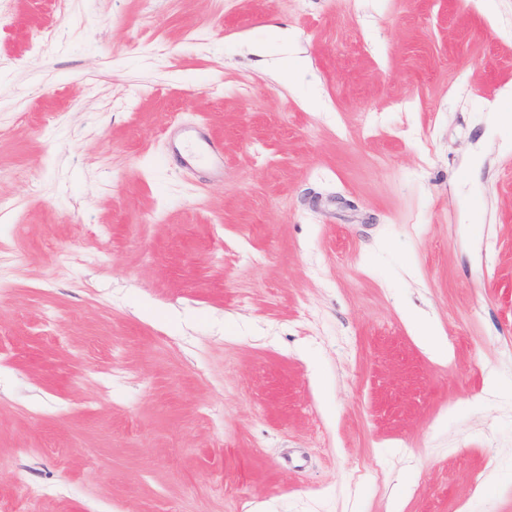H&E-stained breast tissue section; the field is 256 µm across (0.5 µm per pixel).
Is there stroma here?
Listing matches in <instances>:
<instances>
[{
  "mask_svg": "<svg viewBox=\"0 0 512 512\" xmlns=\"http://www.w3.org/2000/svg\"><path fill=\"white\" fill-rule=\"evenodd\" d=\"M509 84L512 0H0V498L512 512ZM406 317L410 326L420 336H425L427 347L435 357H447L448 343L429 317L418 313H408Z\"/></svg>",
  "mask_w": 512,
  "mask_h": 512,
  "instance_id": "35a3bbf8",
  "label": "stroma"
}]
</instances>
